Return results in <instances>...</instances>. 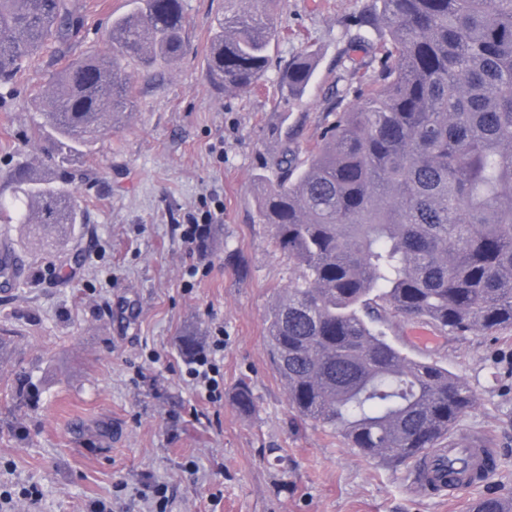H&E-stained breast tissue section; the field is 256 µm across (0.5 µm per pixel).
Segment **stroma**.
Wrapping results in <instances>:
<instances>
[{
  "label": "stroma",
  "mask_w": 512,
  "mask_h": 512,
  "mask_svg": "<svg viewBox=\"0 0 512 512\" xmlns=\"http://www.w3.org/2000/svg\"><path fill=\"white\" fill-rule=\"evenodd\" d=\"M364 0H285L282 37L258 88L210 86V29L223 0H185L179 60L129 65L136 106L112 135L61 158L35 139L50 76L111 51L114 18L132 0H75L79 38L57 44L0 86V198L15 169L63 186L79 222L47 240L10 227L22 287L0 288V512H151L164 485L167 512H468L489 492L512 496V332L467 337L411 325L388 336L413 359L435 361L475 395L454 439L495 448L487 482L447 497L415 493L409 465L376 462L290 408L265 338L272 305L298 277L261 222L258 177L283 144L314 149L323 114L349 78L345 53ZM318 57L303 97L281 103L276 77L301 50ZM214 216L203 247L182 224ZM196 276H188L189 266ZM224 334V397L208 404L180 377L184 343ZM247 384L254 410L235 393Z\"/></svg>",
  "instance_id": "35a3bbf8"
}]
</instances>
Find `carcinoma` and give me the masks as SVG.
Listing matches in <instances>:
<instances>
[{
	"label": "carcinoma",
	"mask_w": 512,
	"mask_h": 512,
	"mask_svg": "<svg viewBox=\"0 0 512 512\" xmlns=\"http://www.w3.org/2000/svg\"><path fill=\"white\" fill-rule=\"evenodd\" d=\"M112 20V53L87 55L44 90L47 131L64 157L117 131L136 107L132 59L181 57L184 0H134ZM284 0H224L207 55L224 92L254 89L280 37ZM348 51L375 52L374 86L349 83L317 148L283 147L258 198L262 223L298 270L267 317L271 361L291 408L340 432L361 455L417 464L473 408L468 384L407 358L379 329L421 323L443 336L512 330V0H366ZM72 0H0V83L41 51L77 38ZM387 39L374 47L370 31ZM316 61L279 71L280 101L301 97ZM356 101L343 106L347 99ZM8 202L40 237L77 223L70 193L31 183ZM470 512H512L483 495Z\"/></svg>",
	"instance_id": "carcinoma-1"
}]
</instances>
